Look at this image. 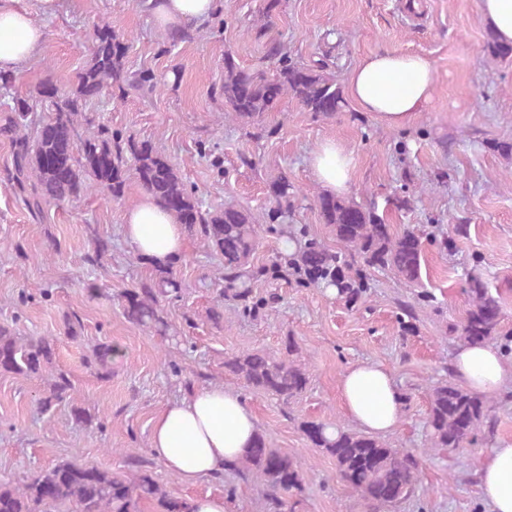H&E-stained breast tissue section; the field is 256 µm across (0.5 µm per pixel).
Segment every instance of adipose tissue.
<instances>
[{"label":"adipose tissue","instance_id":"adipose-tissue-1","mask_svg":"<svg viewBox=\"0 0 512 512\" xmlns=\"http://www.w3.org/2000/svg\"><path fill=\"white\" fill-rule=\"evenodd\" d=\"M157 25L180 27L204 23L217 0H149ZM45 29L19 0H0V71L12 73L33 59ZM435 67L416 53L386 51L364 57L354 68L348 94L385 127L403 129L431 102ZM316 182L331 194L343 193L350 179L351 158L336 141L321 144L313 154ZM124 235L134 251L156 266L170 263L185 247L182 225L142 195L126 212ZM452 372L464 387L497 396L512 389V358L495 344H459ZM343 409L365 432L382 435L402 417V395L390 373L377 363L360 362L339 383ZM258 421L241 395L209 385L167 403L153 420L149 446L165 467L186 483L222 475L244 458L253 445ZM479 487L488 512H512V443L500 442L484 455Z\"/></svg>","mask_w":512,"mask_h":512}]
</instances>
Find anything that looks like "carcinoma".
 Returning <instances> with one entry per match:
<instances>
[{
    "label": "carcinoma",
    "mask_w": 512,
    "mask_h": 512,
    "mask_svg": "<svg viewBox=\"0 0 512 512\" xmlns=\"http://www.w3.org/2000/svg\"><path fill=\"white\" fill-rule=\"evenodd\" d=\"M275 8L273 0H268L255 15L253 25L261 30L269 28ZM129 48V39L103 22L95 29L88 62L69 89L45 83L34 97H11L7 103L10 113L0 124V137L13 147V163L5 179L35 215L52 204L77 203L90 188L102 189L119 200L128 181L136 179L160 208L199 235L204 246L220 258L224 289L219 297L256 314L266 306L265 301L253 297L251 288V281L266 272L264 267L251 265L258 247L259 219L231 203L204 206L196 188L152 142L114 130L86 111L92 103L122 98L130 90L149 93L156 88L153 72L127 69ZM482 51L495 61L512 58V44L501 42L491 29ZM267 56L277 63L270 76L243 69L232 57H224L220 94L226 115L253 120L272 110L284 95L295 99L304 110L326 118L348 107L342 85L327 71L324 60L298 63L276 43L269 47ZM32 112H40L42 117L31 132L28 120ZM268 195L272 206L266 219L273 222L296 198L297 188L280 176L268 184ZM316 207L344 250L330 252L317 238L301 232L291 266L307 283L334 288L336 296L354 305L364 292L370 269H388L409 287L420 282L424 234L409 228L400 234L391 232L374 203L363 205L352 198L323 193L317 196ZM181 290L175 263L154 268L148 282L122 294L123 314L149 333L168 336L171 328L164 317L163 302L180 298ZM465 292L470 305L459 326V339L475 344L502 340L504 346H511L512 332L501 329L500 297L493 295L479 277L469 279ZM433 301V295L422 290L414 294L413 301L402 303L399 322L403 330L414 331L417 309ZM118 355L117 348L100 343L93 351V364L97 371L106 373ZM52 357L48 339L23 338L15 328L0 325V373L47 378L50 393L40 401L45 411L73 389L66 374L50 371ZM224 373L253 392L285 403L299 398L309 383L301 347L292 336L278 356L255 350L224 358ZM491 423L484 395L453 381L430 388L426 420L430 448L460 457L478 444L482 428ZM300 427L313 447L335 460L341 479L361 494L372 512H382L415 495L420 458L414 450L332 424L303 421ZM132 466L136 470L123 475L62 461L18 485L0 483V512H136L141 500L156 502L158 512H190L189 504L140 469V462ZM232 470L262 487L271 512H294L291 499L304 490V463L299 455L272 447L259 432L246 457Z\"/></svg>",
    "instance_id": "carcinoma-1"
}]
</instances>
